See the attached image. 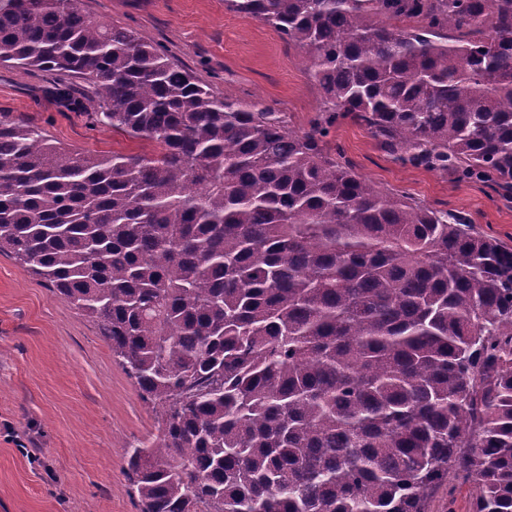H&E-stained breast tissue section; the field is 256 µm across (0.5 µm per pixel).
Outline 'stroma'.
Listing matches in <instances>:
<instances>
[{"label":"stroma","instance_id":"35a3bbf8","mask_svg":"<svg viewBox=\"0 0 512 512\" xmlns=\"http://www.w3.org/2000/svg\"><path fill=\"white\" fill-rule=\"evenodd\" d=\"M86 15L164 46L214 93L308 128L322 102L301 49L224 0H82ZM94 89L65 74L0 65V112L51 142L94 154L149 150L53 92ZM356 172L385 191L467 215L512 248V200L487 184L394 162L366 127L344 119L329 135ZM158 424L97 324L27 268L0 255V512H140L125 450L153 444Z\"/></svg>","mask_w":512,"mask_h":512}]
</instances>
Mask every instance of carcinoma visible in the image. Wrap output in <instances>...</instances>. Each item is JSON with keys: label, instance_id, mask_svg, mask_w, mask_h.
Here are the masks:
<instances>
[{"label": "carcinoma", "instance_id": "1", "mask_svg": "<svg viewBox=\"0 0 512 512\" xmlns=\"http://www.w3.org/2000/svg\"><path fill=\"white\" fill-rule=\"evenodd\" d=\"M310 62L308 128L216 95L81 0H0L6 67L86 79L148 154L0 112V254L96 322L157 419L140 512H512V248L326 147L512 199V0H225Z\"/></svg>", "mask_w": 512, "mask_h": 512}]
</instances>
